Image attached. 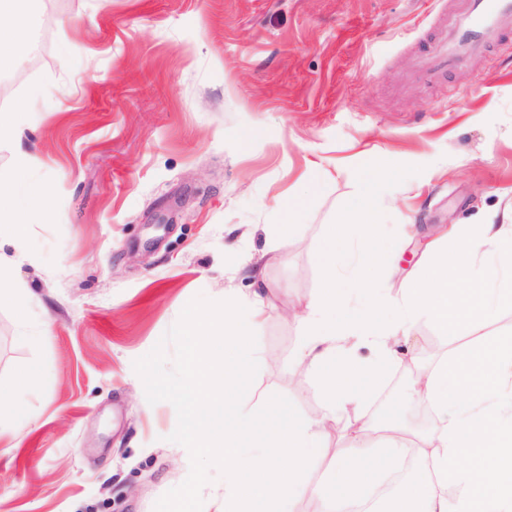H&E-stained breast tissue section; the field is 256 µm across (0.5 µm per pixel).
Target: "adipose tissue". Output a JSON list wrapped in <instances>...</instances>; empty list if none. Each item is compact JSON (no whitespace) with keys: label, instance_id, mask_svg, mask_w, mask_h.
Wrapping results in <instances>:
<instances>
[{"label":"adipose tissue","instance_id":"adipose-tissue-1","mask_svg":"<svg viewBox=\"0 0 512 512\" xmlns=\"http://www.w3.org/2000/svg\"><path fill=\"white\" fill-rule=\"evenodd\" d=\"M29 46L27 0H0V71L13 69ZM36 162L21 150L12 169L0 172V239L23 244L22 224L47 209L50 187L30 177ZM380 167L383 176L361 179L355 200L323 231L324 275L296 352L298 364L317 377L324 400L319 417L277 414L266 446H245L253 415L237 397L263 302L256 297L244 308L235 295H225L223 335L236 354L225 359L217 378L201 365L207 344L196 330L202 316L187 314L188 367L180 390L188 399L180 436L186 447L206 448L220 470L224 502L218 512H257L260 503L266 512H290L303 499L316 512H334L337 501L359 498L372 472L399 460L407 446L399 424L372 428L364 420L365 401L381 387L384 370L405 360L396 348L399 340L409 339L424 318L486 323L512 308V212L499 221L490 215L455 225L399 295L375 292L376 280L393 261L383 242L381 210L399 163L384 161ZM354 225L363 235L353 254L345 244ZM459 281L468 283L465 293L452 292ZM353 292L364 295L363 304H349ZM361 346L375 352V362L356 358ZM411 393L437 417L418 444L429 472L413 475L388 512H512V336L449 353L417 374ZM341 412L350 416V444L333 457L324 483L310 486L306 467Z\"/></svg>","mask_w":512,"mask_h":512}]
</instances>
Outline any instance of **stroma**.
I'll return each instance as SVG.
<instances>
[{
  "instance_id": "stroma-1",
  "label": "stroma",
  "mask_w": 512,
  "mask_h": 512,
  "mask_svg": "<svg viewBox=\"0 0 512 512\" xmlns=\"http://www.w3.org/2000/svg\"><path fill=\"white\" fill-rule=\"evenodd\" d=\"M434 0H41L43 42L0 113L25 106L22 143L52 197L25 227L23 260L0 242V289L24 288L29 314L0 308V512H216L222 478L182 447L187 312L225 293L269 306L251 340L240 402L260 445L283 407L308 419L322 394L295 352L322 281V228L374 158L400 160L383 214L395 283L413 279L427 241L512 207V58L478 62L434 88L404 85L435 35ZM304 209L285 220L288 197ZM288 223L287 235L277 226ZM261 272L254 281L253 272ZM512 336L489 324L422 320L408 355L431 369L449 346ZM35 369L25 391L11 385ZM389 370L368 407L397 406L413 434L435 425Z\"/></svg>"
}]
</instances>
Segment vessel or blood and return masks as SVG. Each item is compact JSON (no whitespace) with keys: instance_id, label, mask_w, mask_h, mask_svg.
Wrapping results in <instances>:
<instances>
[{"instance_id":"vessel-or-blood-1","label":"vessel or blood","mask_w":512,"mask_h":512,"mask_svg":"<svg viewBox=\"0 0 512 512\" xmlns=\"http://www.w3.org/2000/svg\"><path fill=\"white\" fill-rule=\"evenodd\" d=\"M512 28V0H454L450 19L418 53L405 84L434 86L464 60L485 57L496 34Z\"/></svg>"}]
</instances>
